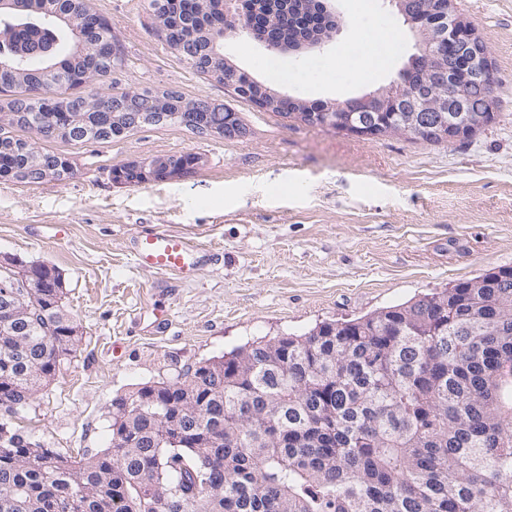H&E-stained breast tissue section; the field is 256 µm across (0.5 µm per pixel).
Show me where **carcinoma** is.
Listing matches in <instances>:
<instances>
[{"label": "carcinoma", "instance_id": "cac0c4a2", "mask_svg": "<svg viewBox=\"0 0 512 512\" xmlns=\"http://www.w3.org/2000/svg\"><path fill=\"white\" fill-rule=\"evenodd\" d=\"M150 0L154 30L195 71L261 94L281 115H338L340 108L281 96L228 64L223 32L256 35L293 51L329 37L336 27L317 0ZM440 0H395L410 30ZM112 25L86 0H0V179L38 183L61 178L64 157L41 153L6 131L19 127L45 139L106 141L125 116L143 112L150 126L224 131L230 112L173 89L101 94L92 81L121 67ZM448 60L421 44L395 87L438 96L452 81ZM475 112L491 84L470 86ZM193 116L184 124L183 116ZM428 135L446 123L422 112ZM116 183L140 185L150 172L133 163L112 169ZM484 277L490 293L512 302V272ZM35 319L30 346L0 341V424L29 404L36 385L50 384L56 353L72 354L62 288L26 289ZM288 365L268 362L266 341L225 357L211 374L198 366L196 433L177 450L161 444L153 414L178 400L168 381L150 395L141 386L112 400L140 411L147 437L140 448L112 447L77 459L29 438L0 442V512H512V308L472 302L463 282L418 300L349 321L287 335ZM42 359L34 369L28 358ZM224 441L210 448L217 437ZM180 492L181 508L164 491Z\"/></svg>", "mask_w": 512, "mask_h": 512}]
</instances>
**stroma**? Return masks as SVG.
<instances>
[{
  "label": "stroma",
  "instance_id": "35a3bbf8",
  "mask_svg": "<svg viewBox=\"0 0 512 512\" xmlns=\"http://www.w3.org/2000/svg\"><path fill=\"white\" fill-rule=\"evenodd\" d=\"M340 30L303 58L304 81L282 95L340 102L389 87L417 51L390 0H333ZM112 24L124 64L100 92L173 88L237 112L234 138L145 127L104 142L45 140L72 176L0 180V255L60 272L64 303L82 331L76 354L14 426L80 458L111 445L113 398L171 381L259 338L301 334L512 267V0H457L494 62L493 119L470 139L430 144L366 138L256 109L196 73L153 30L150 0H89ZM393 34L390 61L363 72L361 24ZM235 68L266 82L270 52L244 36L224 42ZM204 158L191 174L115 183L112 168L162 155ZM188 237L205 255L189 279L140 267L136 237Z\"/></svg>",
  "mask_w": 512,
  "mask_h": 512
}]
</instances>
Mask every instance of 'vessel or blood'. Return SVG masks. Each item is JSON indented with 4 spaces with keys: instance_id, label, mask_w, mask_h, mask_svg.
Segmentation results:
<instances>
[{
    "instance_id": "vessel-or-blood-1",
    "label": "vessel or blood",
    "mask_w": 512,
    "mask_h": 512,
    "mask_svg": "<svg viewBox=\"0 0 512 512\" xmlns=\"http://www.w3.org/2000/svg\"><path fill=\"white\" fill-rule=\"evenodd\" d=\"M134 255L138 265L160 274L189 275L202 255L197 246L180 235L151 232L137 238Z\"/></svg>"
}]
</instances>
